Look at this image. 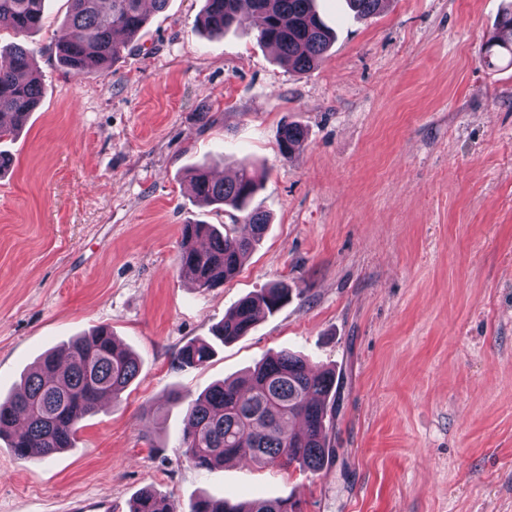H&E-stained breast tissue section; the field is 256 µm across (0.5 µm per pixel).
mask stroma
<instances>
[{"instance_id":"stroma-1","label":"stroma","mask_w":512,"mask_h":512,"mask_svg":"<svg viewBox=\"0 0 512 512\" xmlns=\"http://www.w3.org/2000/svg\"><path fill=\"white\" fill-rule=\"evenodd\" d=\"M204 0H168L107 72L53 45L68 0L26 41L43 91L0 172V397L47 351L107 325L141 361L73 447L17 459L0 440V512H130L151 488L177 512L202 496L299 499L303 512H512V61L483 62L512 0H387L359 18L317 0L336 39L298 74L249 21L220 39ZM307 133L283 159V123ZM263 173L269 227L239 273L203 291L179 264L183 225L226 224L190 172ZM292 296L203 367L244 297ZM287 349L334 369L336 458L317 473L251 459L201 471L185 409L212 383ZM214 355L213 346L206 341H196L183 346L177 354L180 367H198L207 364Z\"/></svg>"}]
</instances>
